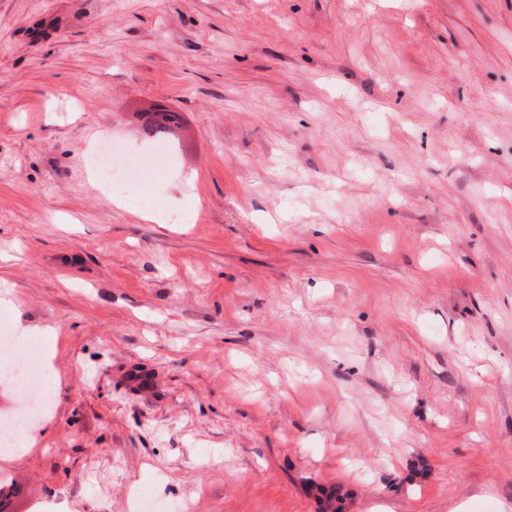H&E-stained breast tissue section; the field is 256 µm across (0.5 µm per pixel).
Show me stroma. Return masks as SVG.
I'll return each mask as SVG.
<instances>
[{
    "label": "stroma",
    "mask_w": 512,
    "mask_h": 512,
    "mask_svg": "<svg viewBox=\"0 0 512 512\" xmlns=\"http://www.w3.org/2000/svg\"><path fill=\"white\" fill-rule=\"evenodd\" d=\"M0 281L18 512H512V0H0ZM141 128L149 138H160L174 134L183 127L184 119L180 112L156 107L148 112H140ZM91 163L102 180L112 191L123 192L130 182L131 164H125L121 154H112V144L104 146L100 152L91 156ZM19 343L9 336H0V375L16 380L24 389L22 408L11 417L0 419V444L24 435L31 419L40 414L50 394V385L42 375L33 378L27 364L17 355Z\"/></svg>",
    "instance_id": "stroma-1"
}]
</instances>
